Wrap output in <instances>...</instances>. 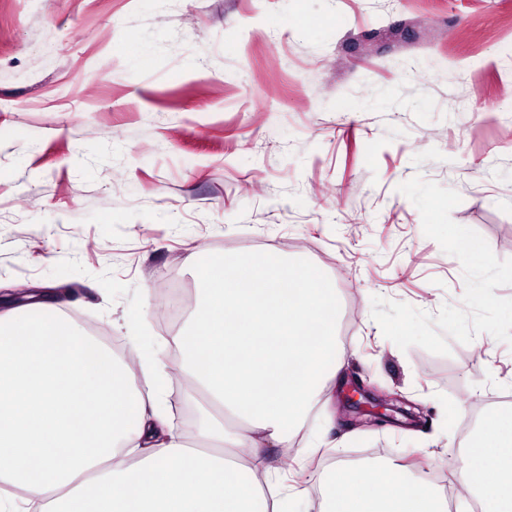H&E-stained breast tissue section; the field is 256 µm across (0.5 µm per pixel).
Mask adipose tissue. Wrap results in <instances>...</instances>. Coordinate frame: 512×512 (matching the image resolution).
<instances>
[{"mask_svg": "<svg viewBox=\"0 0 512 512\" xmlns=\"http://www.w3.org/2000/svg\"><path fill=\"white\" fill-rule=\"evenodd\" d=\"M189 329L174 340L221 419L171 424L168 375L136 373L50 302L0 306V512H285L272 465L342 381L327 276L281 252L200 253ZM480 512H512V412L488 417L457 471ZM323 512H446L441 491L367 457L334 465Z\"/></svg>", "mask_w": 512, "mask_h": 512, "instance_id": "ef3b65f1", "label": "adipose tissue"}]
</instances>
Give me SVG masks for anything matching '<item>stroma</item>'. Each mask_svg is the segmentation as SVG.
Returning <instances> with one entry per match:
<instances>
[{
    "instance_id": "1",
    "label": "stroma",
    "mask_w": 512,
    "mask_h": 512,
    "mask_svg": "<svg viewBox=\"0 0 512 512\" xmlns=\"http://www.w3.org/2000/svg\"><path fill=\"white\" fill-rule=\"evenodd\" d=\"M456 190L457 224L512 259V0H0V290L47 288L116 354L178 375L155 292L196 291L195 258L277 249L320 267L347 382L297 435L286 512H320L335 462L462 458L512 390V345L400 350L380 296L460 305V261L398 187ZM419 407L365 422L349 383Z\"/></svg>"
}]
</instances>
